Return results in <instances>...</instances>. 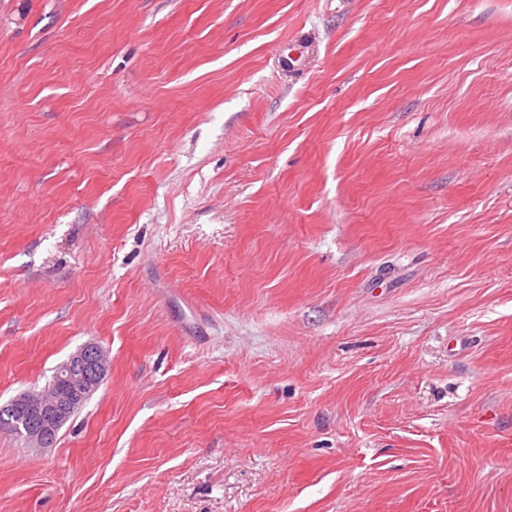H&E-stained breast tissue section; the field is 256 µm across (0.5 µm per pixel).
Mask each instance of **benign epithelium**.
I'll list each match as a JSON object with an SVG mask.
<instances>
[{
	"mask_svg": "<svg viewBox=\"0 0 512 512\" xmlns=\"http://www.w3.org/2000/svg\"><path fill=\"white\" fill-rule=\"evenodd\" d=\"M109 368L107 351L88 342L71 353L61 365L60 379L84 386L106 377ZM78 391H64L57 385L44 386L26 394L14 405L16 415L24 421L22 438L30 448L50 446L49 433L67 418Z\"/></svg>",
	"mask_w": 512,
	"mask_h": 512,
	"instance_id": "1",
	"label": "benign epithelium"
}]
</instances>
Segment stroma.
<instances>
[{"instance_id":"obj_1","label":"stroma","mask_w":512,"mask_h":512,"mask_svg":"<svg viewBox=\"0 0 512 512\" xmlns=\"http://www.w3.org/2000/svg\"><path fill=\"white\" fill-rule=\"evenodd\" d=\"M0 512H512V0H0ZM109 368L107 351L94 342H88L71 353L61 365L63 381H74L80 387L106 377ZM78 395L77 389L63 391L54 383L29 392L16 401L13 408L24 421L22 438L28 447L50 446L49 433L67 418Z\"/></svg>"}]
</instances>
